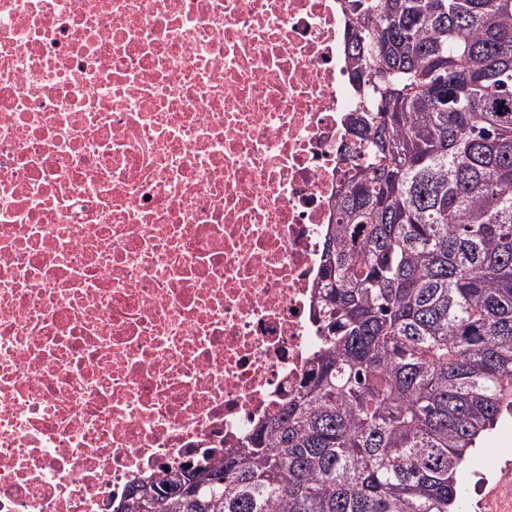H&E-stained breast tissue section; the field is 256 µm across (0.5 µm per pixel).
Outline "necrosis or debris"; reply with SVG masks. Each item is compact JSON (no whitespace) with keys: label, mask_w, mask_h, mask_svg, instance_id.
Returning <instances> with one entry per match:
<instances>
[{"label":"necrosis or debris","mask_w":512,"mask_h":512,"mask_svg":"<svg viewBox=\"0 0 512 512\" xmlns=\"http://www.w3.org/2000/svg\"><path fill=\"white\" fill-rule=\"evenodd\" d=\"M344 0H0V512L218 465L320 346Z\"/></svg>","instance_id":"obj_1"}]
</instances>
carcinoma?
<instances>
[{"label":"carcinoma","mask_w":512,"mask_h":512,"mask_svg":"<svg viewBox=\"0 0 512 512\" xmlns=\"http://www.w3.org/2000/svg\"><path fill=\"white\" fill-rule=\"evenodd\" d=\"M367 155L327 230L322 344L280 412L118 512H466L512 415V0H345Z\"/></svg>","instance_id":"carcinoma-1"}]
</instances>
